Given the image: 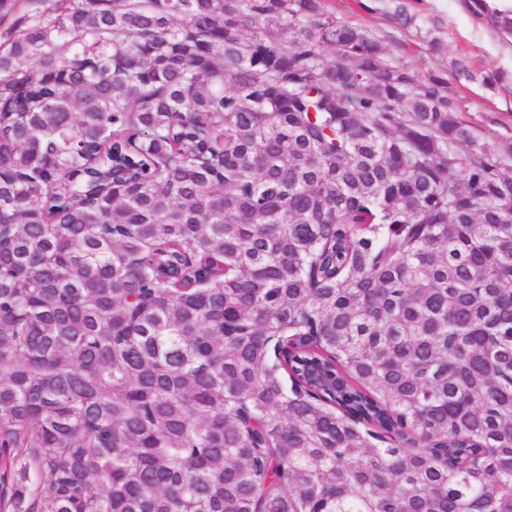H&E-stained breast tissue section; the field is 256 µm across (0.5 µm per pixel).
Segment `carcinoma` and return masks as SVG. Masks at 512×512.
<instances>
[{
  "instance_id": "obj_1",
  "label": "carcinoma",
  "mask_w": 512,
  "mask_h": 512,
  "mask_svg": "<svg viewBox=\"0 0 512 512\" xmlns=\"http://www.w3.org/2000/svg\"><path fill=\"white\" fill-rule=\"evenodd\" d=\"M40 2L0 41V512H512V143L324 0Z\"/></svg>"
}]
</instances>
